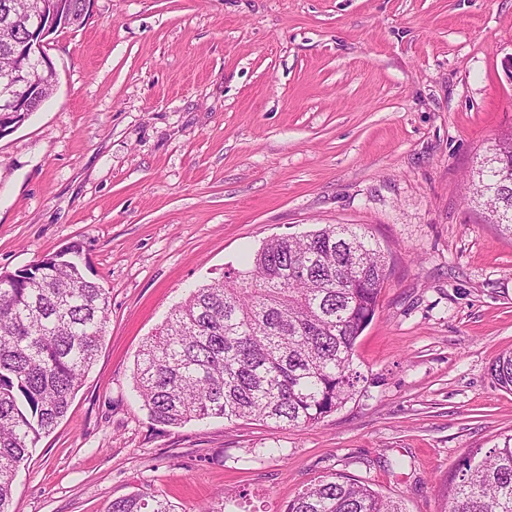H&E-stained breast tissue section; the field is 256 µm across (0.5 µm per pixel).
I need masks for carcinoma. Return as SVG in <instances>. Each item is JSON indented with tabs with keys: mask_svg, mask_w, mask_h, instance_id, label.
Listing matches in <instances>:
<instances>
[{
	"mask_svg": "<svg viewBox=\"0 0 512 512\" xmlns=\"http://www.w3.org/2000/svg\"><path fill=\"white\" fill-rule=\"evenodd\" d=\"M0 0V26L25 24ZM473 191L512 233V132L491 148ZM366 228L327 224L273 238L245 275L204 284L175 307L140 350L136 387L164 425L222 418L293 428L319 423L354 394L357 339L388 278ZM108 292L87 277L72 244L47 261L0 272V512L40 438L65 416L105 335ZM512 393V352L491 366ZM107 512H175L164 498H117ZM283 512H405L345 474L323 477ZM443 512H512V434L471 449L448 483Z\"/></svg>",
	"mask_w": 512,
	"mask_h": 512,
	"instance_id": "carcinoma-1",
	"label": "carcinoma"
}]
</instances>
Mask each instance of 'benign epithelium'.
<instances>
[{
    "label": "benign epithelium",
    "mask_w": 512,
    "mask_h": 512,
    "mask_svg": "<svg viewBox=\"0 0 512 512\" xmlns=\"http://www.w3.org/2000/svg\"><path fill=\"white\" fill-rule=\"evenodd\" d=\"M61 15L55 0H38L28 18L29 34L13 47L11 72L0 76V137L19 126L15 115L43 102L41 91L55 85L57 73L45 47Z\"/></svg>",
    "instance_id": "benign-epithelium-1"
}]
</instances>
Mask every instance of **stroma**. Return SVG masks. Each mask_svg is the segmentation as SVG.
<instances>
[{"label": "stroma", "mask_w": 512, "mask_h": 512, "mask_svg": "<svg viewBox=\"0 0 512 512\" xmlns=\"http://www.w3.org/2000/svg\"><path fill=\"white\" fill-rule=\"evenodd\" d=\"M57 83L0 136V272L80 244L110 297L95 364L12 512L158 495L282 512L343 473L441 512L473 448L512 432V233L466 198L512 129V0H91ZM361 224L390 259L354 395L316 425L154 422L145 342L271 238ZM491 374L497 385L512 393V352L500 355L491 366Z\"/></svg>", "instance_id": "obj_1"}]
</instances>
